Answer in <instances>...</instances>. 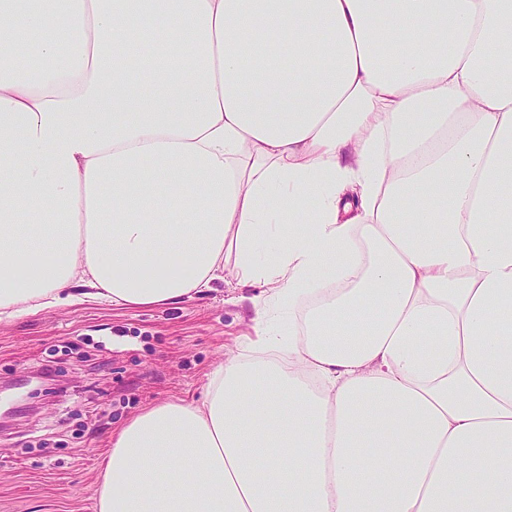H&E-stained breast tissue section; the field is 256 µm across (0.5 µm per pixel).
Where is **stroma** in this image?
Returning <instances> with one entry per match:
<instances>
[{
  "label": "stroma",
  "mask_w": 512,
  "mask_h": 512,
  "mask_svg": "<svg viewBox=\"0 0 512 512\" xmlns=\"http://www.w3.org/2000/svg\"><path fill=\"white\" fill-rule=\"evenodd\" d=\"M254 293L218 281L174 304L87 301L0 321V381L52 369L32 411L0 429V512H97L113 436L151 405L197 398L251 335Z\"/></svg>",
  "instance_id": "35a3bbf8"
}]
</instances>
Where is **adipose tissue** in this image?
I'll list each match as a JSON object with an SVG mask.
<instances>
[{
  "mask_svg": "<svg viewBox=\"0 0 512 512\" xmlns=\"http://www.w3.org/2000/svg\"><path fill=\"white\" fill-rule=\"evenodd\" d=\"M228 271L98 512H512V0H0V320Z\"/></svg>",
  "mask_w": 512,
  "mask_h": 512,
  "instance_id": "ef3b65f1",
  "label": "adipose tissue"
}]
</instances>
